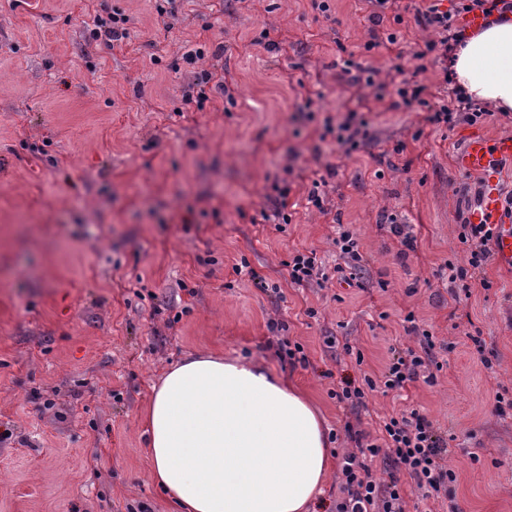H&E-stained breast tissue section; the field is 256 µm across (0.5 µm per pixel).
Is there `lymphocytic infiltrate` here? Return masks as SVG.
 I'll return each instance as SVG.
<instances>
[{
  "label": "lymphocytic infiltrate",
  "instance_id": "lymphocytic-infiltrate-1",
  "mask_svg": "<svg viewBox=\"0 0 512 512\" xmlns=\"http://www.w3.org/2000/svg\"><path fill=\"white\" fill-rule=\"evenodd\" d=\"M480 12L482 17L492 13H512V0H457L453 10L441 7V0L415 14L418 26L432 30L434 39L417 51L416 59L432 57L444 65L452 51L451 39L455 18L461 14ZM498 237L494 224L460 225L457 240L462 247L463 261H446L449 280H466L476 276L493 255ZM419 349L392 350L391 356L378 378H366L364 385L345 384L337 392L339 402L353 406L365 405L369 392L376 388L400 391L424 374L431 362L434 342L429 334H422ZM378 435L368 438L361 432H349L352 443L339 461L343 497L336 504V512H405L407 487H415L423 499L454 497L456 475L446 463L448 441L440 436L429 418L418 410L395 412L379 417ZM383 458L389 465L387 479L373 473L370 463Z\"/></svg>",
  "mask_w": 512,
  "mask_h": 512
}]
</instances>
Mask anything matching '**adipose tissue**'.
<instances>
[{
  "mask_svg": "<svg viewBox=\"0 0 512 512\" xmlns=\"http://www.w3.org/2000/svg\"><path fill=\"white\" fill-rule=\"evenodd\" d=\"M454 87L512 112V21L464 31ZM156 482L183 512H309L329 472L322 417L290 380L198 354L172 367L145 410Z\"/></svg>",
  "mask_w": 512,
  "mask_h": 512,
  "instance_id": "obj_1",
  "label": "adipose tissue"
}]
</instances>
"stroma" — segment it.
<instances>
[{
	"instance_id": "35a3bbf8",
	"label": "stroma",
	"mask_w": 512,
	"mask_h": 512,
	"mask_svg": "<svg viewBox=\"0 0 512 512\" xmlns=\"http://www.w3.org/2000/svg\"><path fill=\"white\" fill-rule=\"evenodd\" d=\"M405 2L402 23L375 24L368 0H329L326 14L311 0H177L170 29L158 0H0V432L12 433L0 512H176L151 478L144 410L160 376L199 352L291 379L335 455L351 445L346 426L371 434L376 416L419 410L449 437L445 512H512V417L494 408L497 388L512 392V268L490 259L488 288L455 310L461 282L437 275L460 258L458 226L484 191L512 190L511 163L491 183L456 168V153L469 136L512 134V121L435 124L413 99L388 110L394 88L379 102L346 85L351 60L382 81L399 67L442 87L440 67L412 57L428 38L413 19L424 0ZM92 9L129 17L124 45L87 44ZM395 28L409 49L399 59L382 44ZM214 68L232 98L199 99L190 72ZM363 121L368 138L341 148V125ZM341 224L365 259L350 282L332 276ZM304 248L329 273L323 286L289 281ZM423 330L433 382L337 402L342 381L380 374ZM282 338L302 356L281 353Z\"/></svg>"
}]
</instances>
